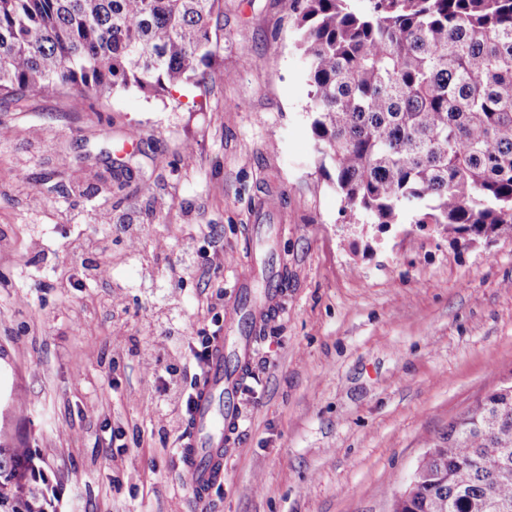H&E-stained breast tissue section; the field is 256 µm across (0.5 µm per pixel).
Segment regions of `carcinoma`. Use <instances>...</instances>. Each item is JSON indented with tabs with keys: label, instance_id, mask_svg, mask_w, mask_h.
Masks as SVG:
<instances>
[{
	"label": "carcinoma",
	"instance_id": "obj_1",
	"mask_svg": "<svg viewBox=\"0 0 512 512\" xmlns=\"http://www.w3.org/2000/svg\"><path fill=\"white\" fill-rule=\"evenodd\" d=\"M311 131L343 209L512 235V0H295ZM222 0H0V98L170 93L204 77ZM30 449L0 445V512H46ZM512 503V384L448 424L393 512Z\"/></svg>",
	"mask_w": 512,
	"mask_h": 512
}]
</instances>
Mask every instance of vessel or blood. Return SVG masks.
Masks as SVG:
<instances>
[{
  "instance_id": "obj_1",
  "label": "vessel or blood",
  "mask_w": 512,
  "mask_h": 512,
  "mask_svg": "<svg viewBox=\"0 0 512 512\" xmlns=\"http://www.w3.org/2000/svg\"><path fill=\"white\" fill-rule=\"evenodd\" d=\"M242 357L224 362V343L216 341L210 351L208 372L194 395L188 419L187 440L180 449L183 469L193 497L205 504L214 483L224 476V442L236 419L226 400L234 394Z\"/></svg>"
}]
</instances>
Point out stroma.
I'll return each mask as SVG.
<instances>
[{
	"instance_id": "stroma-1",
	"label": "stroma",
	"mask_w": 512,
	"mask_h": 512,
	"mask_svg": "<svg viewBox=\"0 0 512 512\" xmlns=\"http://www.w3.org/2000/svg\"><path fill=\"white\" fill-rule=\"evenodd\" d=\"M293 19L223 0L203 82L163 97L0 101V443L30 448L55 512H391L512 381V236L344 212ZM216 332L254 341L201 508L176 446Z\"/></svg>"
}]
</instances>
